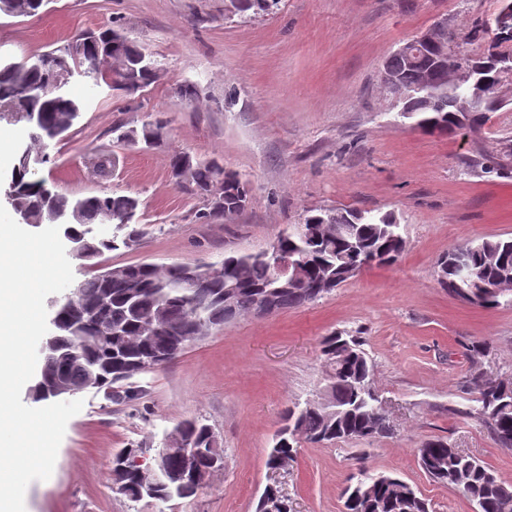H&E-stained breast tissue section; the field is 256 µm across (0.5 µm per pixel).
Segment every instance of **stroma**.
Instances as JSON below:
<instances>
[{"label": "stroma", "instance_id": "obj_1", "mask_svg": "<svg viewBox=\"0 0 512 512\" xmlns=\"http://www.w3.org/2000/svg\"><path fill=\"white\" fill-rule=\"evenodd\" d=\"M495 7L496 0H278L256 14L232 11L229 0H50L35 17L0 12L2 63L111 23L158 62L151 83L131 94L71 77L67 91L83 111L65 140L39 144L26 122L0 120L13 139L0 163V205L25 152L40 159L33 179L71 198L112 191L140 200L138 245L107 252L96 266L71 258L76 280L140 262L218 263L269 246L307 214L340 207L394 213L407 240L396 263L367 268L315 302L239 317L159 369L83 392L52 476L26 489L25 512H256L273 482L292 512H342V490L361 466L398 474L433 512H472L455 488L420 468L415 450L435 438L512 482V451L498 448L473 412L482 383L472 377L479 367L512 382V298L481 307L438 279V262L454 247L512 237V163L490 161L512 142V87L481 128L429 135L399 118L382 83L390 53L440 16L462 50H474L472 22ZM186 83L197 88L190 101L176 94ZM150 117L166 124L158 145L114 141V125L138 128ZM175 152L246 177V208L199 220L207 201L175 184ZM103 155L114 160L107 175L98 169ZM335 332L361 336L391 432L299 442L288 466L271 474L266 455L286 410L327 384L320 342ZM188 419L217 435L223 470L190 498L133 502L116 493L114 455L140 444L165 448Z\"/></svg>", "mask_w": 512, "mask_h": 512}]
</instances>
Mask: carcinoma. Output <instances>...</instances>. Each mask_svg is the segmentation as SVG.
<instances>
[{
    "instance_id": "1",
    "label": "carcinoma",
    "mask_w": 512,
    "mask_h": 512,
    "mask_svg": "<svg viewBox=\"0 0 512 512\" xmlns=\"http://www.w3.org/2000/svg\"><path fill=\"white\" fill-rule=\"evenodd\" d=\"M276 0H230L238 12H268ZM83 47L95 59V68L75 69L85 78L99 83L112 74V84L134 92L146 86L154 72L136 71L132 64L144 50L114 27L79 32L63 48L34 54L36 65L9 63L0 66V112L28 121L34 114L31 137L35 141L66 136L80 115V103L70 98L66 82L57 78L60 63H69L71 51ZM481 68V62L448 53L438 65L429 51L410 59L397 52L386 60L383 73L406 86L418 84L427 75L430 85L414 96L400 100V115L414 120V126L427 131L429 124L454 125L456 101L467 96L463 86L448 83V66ZM503 100L499 91L485 92L482 111L472 115L470 126H479L487 114L499 110ZM115 141L139 143L151 148L163 139L164 125L146 121L141 129H113ZM176 184L186 183L204 196L208 209L199 219L209 221L236 212L234 202L249 198V182L239 173L216 162H204L188 153L176 152L170 158ZM30 169L18 164L9 191L11 204L24 209L35 224H64V237L80 240L86 260L106 251L136 245L143 235L137 213L138 198L113 192L74 200L29 177ZM112 223L123 235L110 239L93 235V225ZM308 233H284L281 250L303 263L299 284L281 288L277 307H299L320 299L312 295L323 280L328 294L354 277L367 255L377 264L398 260L406 239L393 215H367L358 209L337 208L304 218ZM463 253L472 271V287L460 291L461 282L453 260ZM441 283L463 300L479 306L499 304L498 287L512 282V238H483L448 252L439 262ZM234 287L238 303L229 309L224 292ZM276 286L271 261L256 253H231L224 256L215 271L185 265L160 267L151 263L114 266L74 286L72 307L60 313L65 329L56 337L57 356L42 363V378L63 377L73 385L83 383L89 374L99 375L101 384L110 387L128 379L122 369H133L166 350L177 338L190 343L204 324L216 320L221 325L240 316L258 312L262 296ZM112 332V338L104 335ZM321 351L329 366L326 405L296 406L287 411L284 424L267 454L266 464L277 466L279 458H292L294 444L303 439L313 444L334 443L342 438H368L390 433V424L374 387L373 364L357 336L332 334L323 338ZM477 414L490 428L498 447L512 450V383L493 378L477 399ZM185 438L197 447H208L211 428L198 421L179 425ZM419 466L432 480L453 486L479 512H512V483L501 479L481 459L463 453L448 441L430 439L417 448ZM204 487V480L181 488L161 486L154 499L190 498ZM345 512H430L428 503L395 473H374L364 467L356 482L343 491Z\"/></svg>"
}]
</instances>
